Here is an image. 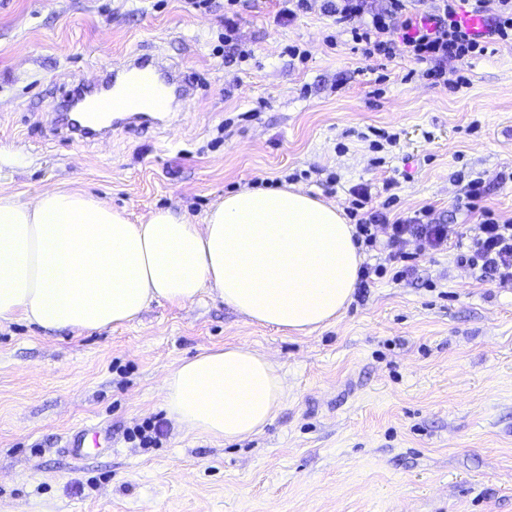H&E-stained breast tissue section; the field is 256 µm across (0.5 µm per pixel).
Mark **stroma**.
<instances>
[{
  "label": "stroma",
  "instance_id": "35a3bbf8",
  "mask_svg": "<svg viewBox=\"0 0 512 512\" xmlns=\"http://www.w3.org/2000/svg\"><path fill=\"white\" fill-rule=\"evenodd\" d=\"M277 8L241 0L255 54L242 62L213 52L224 0H0V196L79 189L137 223L170 208L198 224L225 193L290 175L343 209L351 187L380 202L392 179L395 213L427 206L463 226L480 221L459 205L480 178L481 209L512 218V46L471 59L453 91L403 56L365 60L320 11L279 25ZM295 43L307 63L284 55ZM135 51L196 86L179 122L94 144L54 135L63 89ZM371 127L398 142L370 148L358 134ZM457 254L418 257L309 334L252 324L211 293L99 331L0 323V512H512V283ZM237 343L286 385L259 434L224 442L170 422L161 447L127 439L165 417L169 370ZM96 425L73 456L66 435Z\"/></svg>",
  "mask_w": 512,
  "mask_h": 512
}]
</instances>
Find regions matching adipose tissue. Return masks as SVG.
I'll return each instance as SVG.
<instances>
[{
	"label": "adipose tissue",
	"instance_id": "obj_1",
	"mask_svg": "<svg viewBox=\"0 0 512 512\" xmlns=\"http://www.w3.org/2000/svg\"><path fill=\"white\" fill-rule=\"evenodd\" d=\"M354 235L341 208L290 184L225 195L200 224L169 209L134 224L80 191L0 197V321L102 330L211 291L255 324L309 333L353 299ZM284 395L277 368L244 344L182 360L163 385L172 420L226 441L258 434Z\"/></svg>",
	"mask_w": 512,
	"mask_h": 512
}]
</instances>
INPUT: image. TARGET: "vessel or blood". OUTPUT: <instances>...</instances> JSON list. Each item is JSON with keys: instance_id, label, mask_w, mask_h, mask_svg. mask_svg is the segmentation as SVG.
Returning <instances> with one entry per match:
<instances>
[{"instance_id": "obj_1", "label": "vessel or blood", "mask_w": 512, "mask_h": 512, "mask_svg": "<svg viewBox=\"0 0 512 512\" xmlns=\"http://www.w3.org/2000/svg\"><path fill=\"white\" fill-rule=\"evenodd\" d=\"M115 90L122 91L124 103L121 117L113 119L102 105V95ZM192 95L183 72L157 56L133 53L115 63L101 79L82 81L64 91V103L76 104L77 110L62 123V134L70 142L87 144L109 139L120 129L161 126L175 115L170 98Z\"/></svg>"}]
</instances>
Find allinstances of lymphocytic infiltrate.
Wrapping results in <instances>:
<instances>
[{"mask_svg": "<svg viewBox=\"0 0 512 512\" xmlns=\"http://www.w3.org/2000/svg\"><path fill=\"white\" fill-rule=\"evenodd\" d=\"M461 2L431 0L430 10L412 13L407 0H386L379 9L369 0H326L324 10L343 24L350 42L366 60H389L400 50L411 61L426 64L425 76L433 85L459 89L468 84L459 71L461 65L484 55L491 44H512V0H469L472 14L486 21L482 32L464 25ZM347 212L355 221L357 244L384 252L382 261L361 266L360 289L372 287L388 273L401 280L410 274L416 256L448 247V227L434 221L430 209L389 219V202L374 203L368 185L351 188ZM472 232L471 245L460 254V263L480 269L483 276L512 281V219L501 221L486 211Z\"/></svg>", "mask_w": 512, "mask_h": 512, "instance_id": "1", "label": "lymphocytic infiltrate"}]
</instances>
